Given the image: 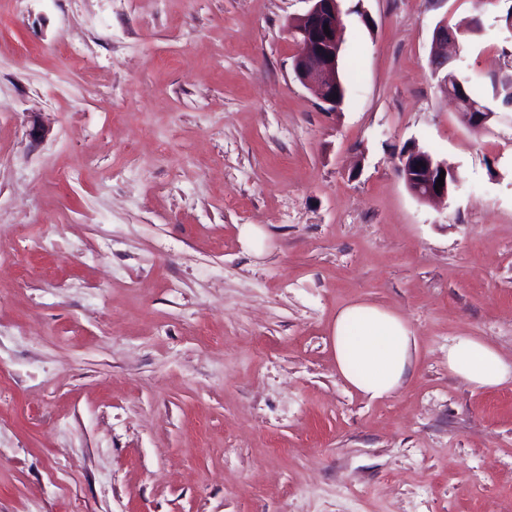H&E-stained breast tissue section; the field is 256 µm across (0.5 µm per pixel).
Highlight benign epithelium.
<instances>
[{
  "instance_id": "1",
  "label": "benign epithelium",
  "mask_w": 512,
  "mask_h": 512,
  "mask_svg": "<svg viewBox=\"0 0 512 512\" xmlns=\"http://www.w3.org/2000/svg\"><path fill=\"white\" fill-rule=\"evenodd\" d=\"M309 9L296 17L288 27L296 52L292 60V69L296 79L312 89L322 108L332 112L338 107L336 88L340 87L336 79V59L338 55V31L343 27L340 0H307ZM329 32H324V29ZM463 31H454L448 22L441 20L433 31L430 67L433 75L443 84L447 94L457 103L460 118L466 126L473 129H485L496 117V112L478 105L462 108L459 94L453 87L457 82L451 63L455 57L448 55V45L458 43ZM399 177L410 193L422 202L448 198V186L435 191L436 180L443 171H448V162L435 158L430 152L419 147L406 148L397 166Z\"/></svg>"
}]
</instances>
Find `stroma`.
<instances>
[{"label": "stroma", "instance_id": "stroma-1", "mask_svg": "<svg viewBox=\"0 0 512 512\" xmlns=\"http://www.w3.org/2000/svg\"><path fill=\"white\" fill-rule=\"evenodd\" d=\"M306 8L0 0V512H512V383L447 360L512 359V0H342L333 112L292 72ZM476 15L482 131L429 66ZM413 143L460 176L442 204ZM354 302L413 331L390 395L336 371ZM404 150L397 171L410 193L422 202L448 199V161L439 160L416 146ZM419 162H423V166ZM441 171H445L444 186L436 192L435 183ZM448 370L475 389L512 382V361L476 336H461L448 346Z\"/></svg>", "mask_w": 512, "mask_h": 512}]
</instances>
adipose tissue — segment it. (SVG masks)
<instances>
[{"instance_id":"1","label":"adipose tissue","mask_w":512,"mask_h":512,"mask_svg":"<svg viewBox=\"0 0 512 512\" xmlns=\"http://www.w3.org/2000/svg\"><path fill=\"white\" fill-rule=\"evenodd\" d=\"M336 370L354 389L372 398L396 391L411 364L413 333L400 316L367 303L342 308L333 327ZM448 369L476 389L512 382V361L476 336L448 347Z\"/></svg>"}]
</instances>
